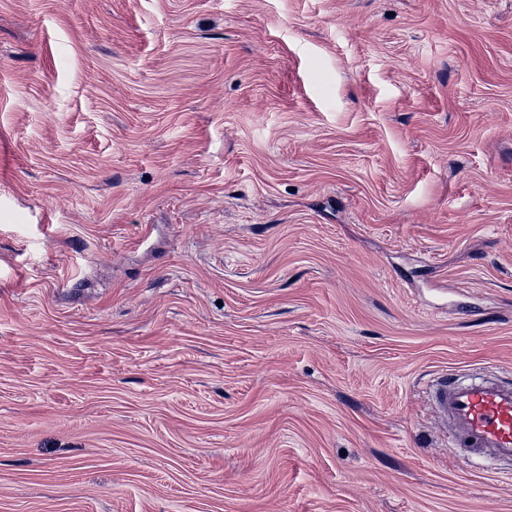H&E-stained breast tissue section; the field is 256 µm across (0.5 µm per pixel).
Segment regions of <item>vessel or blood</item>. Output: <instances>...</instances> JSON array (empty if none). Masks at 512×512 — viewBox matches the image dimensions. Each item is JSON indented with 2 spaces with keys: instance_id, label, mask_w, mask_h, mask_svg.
<instances>
[{
  "instance_id": "b4317fda",
  "label": "vessel or blood",
  "mask_w": 512,
  "mask_h": 512,
  "mask_svg": "<svg viewBox=\"0 0 512 512\" xmlns=\"http://www.w3.org/2000/svg\"><path fill=\"white\" fill-rule=\"evenodd\" d=\"M448 429V448L462 462L512 463V379L468 369L435 377L427 390Z\"/></svg>"
}]
</instances>
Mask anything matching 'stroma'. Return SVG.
I'll use <instances>...</instances> for the list:
<instances>
[{
    "instance_id": "obj_1",
    "label": "stroma",
    "mask_w": 512,
    "mask_h": 512,
    "mask_svg": "<svg viewBox=\"0 0 512 512\" xmlns=\"http://www.w3.org/2000/svg\"><path fill=\"white\" fill-rule=\"evenodd\" d=\"M468 368L512 0H0V512H512ZM427 398L462 462L512 463V379L467 369L435 377Z\"/></svg>"
}]
</instances>
